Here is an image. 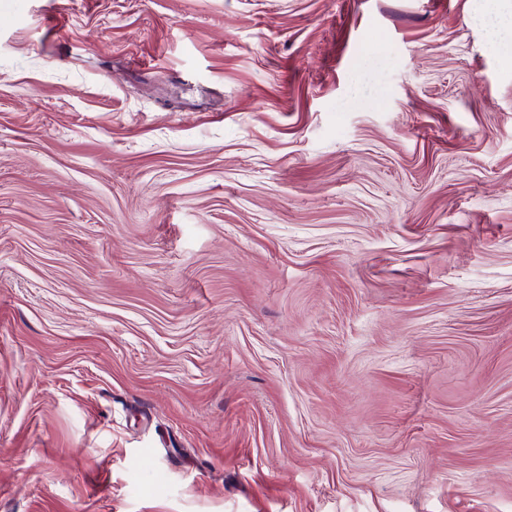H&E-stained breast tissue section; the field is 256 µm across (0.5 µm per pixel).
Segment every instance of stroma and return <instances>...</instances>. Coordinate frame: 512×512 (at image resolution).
Returning <instances> with one entry per match:
<instances>
[{"instance_id":"1","label":"stroma","mask_w":512,"mask_h":512,"mask_svg":"<svg viewBox=\"0 0 512 512\" xmlns=\"http://www.w3.org/2000/svg\"><path fill=\"white\" fill-rule=\"evenodd\" d=\"M0 512H512V31L0 0Z\"/></svg>"}]
</instances>
